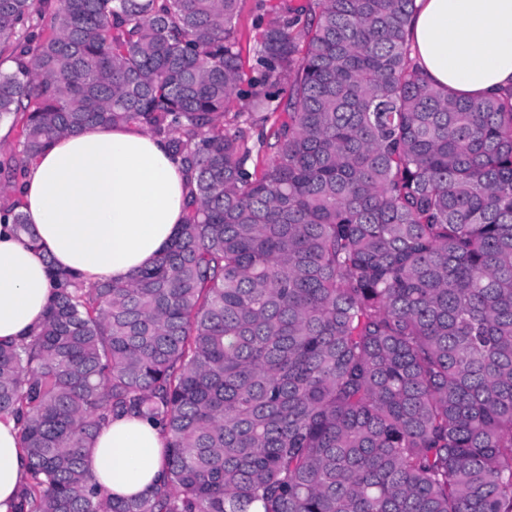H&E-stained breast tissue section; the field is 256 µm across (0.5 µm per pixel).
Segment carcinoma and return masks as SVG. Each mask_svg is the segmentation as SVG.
<instances>
[{
    "mask_svg": "<svg viewBox=\"0 0 512 512\" xmlns=\"http://www.w3.org/2000/svg\"><path fill=\"white\" fill-rule=\"evenodd\" d=\"M414 0H0V208L60 135L138 123L190 196L127 283L49 265L0 344L29 478L9 512H512V92L432 86ZM258 131L253 162L249 146ZM135 412L165 479L109 497L91 449ZM245 6L239 22V39L243 50L244 58L252 62V47L255 32L251 28V11L254 9L256 0H245Z\"/></svg>",
    "mask_w": 512,
    "mask_h": 512,
    "instance_id": "1",
    "label": "carcinoma"
}]
</instances>
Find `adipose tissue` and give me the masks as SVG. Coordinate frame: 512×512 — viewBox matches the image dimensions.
<instances>
[{"mask_svg":"<svg viewBox=\"0 0 512 512\" xmlns=\"http://www.w3.org/2000/svg\"><path fill=\"white\" fill-rule=\"evenodd\" d=\"M411 56L436 88L478 101L512 91V0H415ZM189 189L165 143L138 124L64 134L33 162L20 209L35 238L0 224V344H19L42 322L52 294L48 267L93 282L130 280L178 234ZM165 440L129 413L98 433L96 482L135 497L163 476ZM16 423L0 417V512L26 478Z\"/></svg>","mask_w":512,"mask_h":512,"instance_id":"adipose-tissue-1","label":"adipose tissue"}]
</instances>
